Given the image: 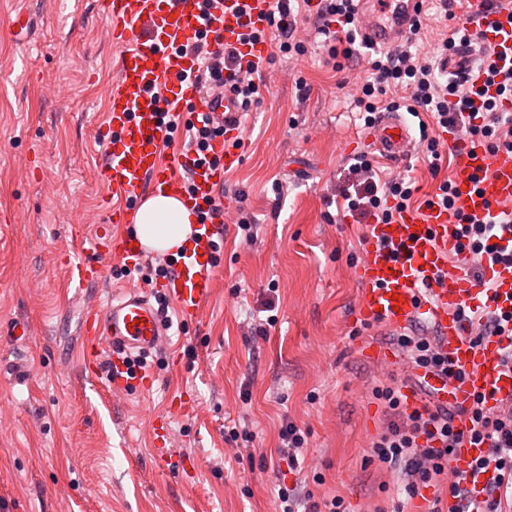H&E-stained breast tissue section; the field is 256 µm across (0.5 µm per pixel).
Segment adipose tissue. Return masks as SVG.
Returning <instances> with one entry per match:
<instances>
[{"label": "adipose tissue", "instance_id": "obj_1", "mask_svg": "<svg viewBox=\"0 0 512 512\" xmlns=\"http://www.w3.org/2000/svg\"><path fill=\"white\" fill-rule=\"evenodd\" d=\"M195 221L194 211L181 197L156 193L139 207L135 233L154 247L174 250L189 243Z\"/></svg>", "mask_w": 512, "mask_h": 512}]
</instances>
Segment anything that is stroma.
<instances>
[{"label": "stroma", "instance_id": "obj_1", "mask_svg": "<svg viewBox=\"0 0 512 512\" xmlns=\"http://www.w3.org/2000/svg\"><path fill=\"white\" fill-rule=\"evenodd\" d=\"M22 9L26 41L0 28V322L27 319L31 334L0 342V359H26L24 378L0 373V512H278L279 488L300 484L342 495L349 512L391 500L392 475L370 459L389 418L372 388L414 377L404 361L368 356L392 334L352 318L369 220L337 195L364 132L352 97L362 70L335 68L309 39L292 58L270 48L269 90L224 176L215 293L148 356L150 388L113 396L85 368L80 327L126 281L115 264L74 287L67 255L79 231L108 220L95 130L120 48L97 0H0V20ZM440 153L434 171L422 151L372 163L408 172L417 207L450 176L452 152ZM243 216L257 226L250 244ZM271 314L267 335H253ZM162 414L187 457L165 468L152 439ZM288 421L307 434L291 472L277 454Z\"/></svg>", "mask_w": 512, "mask_h": 512}]
</instances>
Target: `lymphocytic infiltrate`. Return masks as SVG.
<instances>
[{
  "label": "lymphocytic infiltrate",
  "instance_id": "lymphocytic-infiltrate-1",
  "mask_svg": "<svg viewBox=\"0 0 512 512\" xmlns=\"http://www.w3.org/2000/svg\"><path fill=\"white\" fill-rule=\"evenodd\" d=\"M458 4L459 0H441L444 16L454 21L457 36L471 40L477 51L468 77L439 81L431 59L417 56L404 46L369 59L371 74L362 83L355 103L364 123L369 125L388 92L400 90L409 96L410 112L429 113L439 127L459 129L465 137L482 141L489 151L512 150V113L500 106L501 96L512 94V68L500 66L495 49L486 37L487 29L496 25L495 15L505 12L512 16V0H490L485 26L477 30L471 29L467 22L457 21L454 8ZM358 6L359 0H301L297 5L292 0H275L269 28L259 33L258 38L264 41L275 37L280 52L286 54L302 52L303 45L297 42L296 32L302 14L312 11L316 14L315 33L322 36L330 57L350 58L356 43ZM184 50L200 64L201 86H208L213 77L233 68L240 72L234 90L244 110H251L258 103L266 79L260 66L241 69V53L237 48L213 49L209 37L204 35L185 45ZM351 170L363 173L364 180L361 192L348 198L349 210L370 213L374 220L386 223L408 208L414 189L405 179L395 178L378 185L372 164L363 155L358 156ZM490 232L489 225L467 220L461 233L463 249L491 264L512 262V251L490 245ZM392 343L413 369L447 374L452 380H459V373L449 372L435 337L401 333L393 337ZM373 395L385 403L391 419L372 445V458L380 467L401 475V488L407 498L444 482L448 485L447 498L467 500L469 492L462 480L448 477L452 449L467 440L486 445L487 458L494 462L496 470L487 498L475 512H512V404L490 412L485 410L482 398H475L466 410L470 427L464 431L456 423L454 408L428 401L419 409L406 410L400 388L392 385L374 387Z\"/></svg>",
  "mask_w": 512,
  "mask_h": 512
}]
</instances>
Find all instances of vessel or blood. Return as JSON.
Returning a JSON list of instances; mask_svg holds the SVG:
<instances>
[{
	"label": "vessel or blood",
	"mask_w": 512,
	"mask_h": 512,
	"mask_svg": "<svg viewBox=\"0 0 512 512\" xmlns=\"http://www.w3.org/2000/svg\"><path fill=\"white\" fill-rule=\"evenodd\" d=\"M390 10L380 11L375 0H360L368 19L362 34L372 45L396 46L417 16L421 0H392ZM108 36L123 52L115 79L106 87V117L97 131L102 158L96 168L98 181L113 202L112 221L94 225L91 234L77 243L80 259L72 267L77 285L104 277L113 260L132 267L153 256V249L138 237L117 233L120 224L133 223L145 196L150 193L185 195L187 203L203 218L193 226V247L168 252V272L145 289L127 284L118 297L92 309L82 334L88 343L86 366L101 372L111 393L144 387L141 373L130 372L133 354H151L167 340L169 327L157 304L165 297L182 320L198 319L211 299L218 272L215 245L224 238V215L213 212L224 173L236 168L238 154L225 151L223 138L212 141L221 163L212 167L198 160L195 149L177 148V167L162 161V150L172 133V122L184 116L187 104L215 121L237 113L231 94L209 96L195 81L198 64L184 55L182 46L201 30L221 36L225 44L241 46L249 61L266 56L265 43H244L246 34L268 27L272 0H216L210 17H202L199 0H102ZM498 31L488 39L500 58L512 60V20L499 15ZM364 145L389 162L405 160L413 146L410 128L395 111L380 113L366 129ZM451 181L453 204L407 209L390 224L370 225L368 246L358 265L362 286L357 315L366 322L403 331L413 323L429 324L440 352L466 376L453 394H446L447 379L429 377L440 401L466 406L484 396L487 410L512 403V372L501 365L504 346L499 337L480 338L478 320H463L461 305L489 307L512 314V263L484 265L482 276L473 273L469 255L460 253L458 218L484 219L494 227L501 247L512 249V224L500 221L502 211H512V151L488 152L477 140L457 138L452 143ZM196 180V191L186 195L180 170ZM153 435L158 464H167L169 429L165 417H156ZM485 447L463 444L449 461L450 472L463 480L473 501H483L492 479L474 471L475 459Z\"/></svg>",
	"instance_id": "b4317fda"
}]
</instances>
